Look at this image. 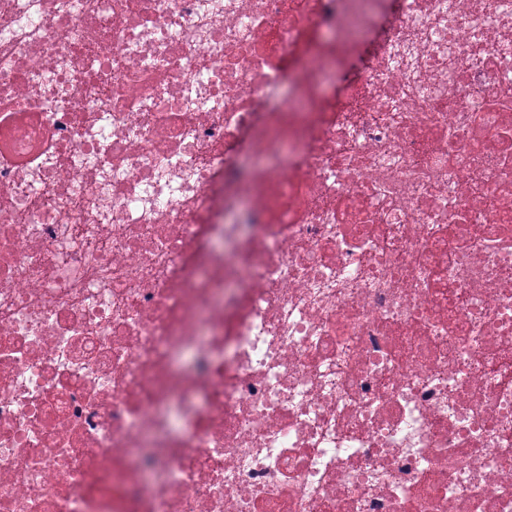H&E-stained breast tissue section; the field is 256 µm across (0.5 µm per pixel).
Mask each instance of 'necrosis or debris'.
<instances>
[{"instance_id":"necrosis-or-debris-1","label":"necrosis or debris","mask_w":512,"mask_h":512,"mask_svg":"<svg viewBox=\"0 0 512 512\" xmlns=\"http://www.w3.org/2000/svg\"><path fill=\"white\" fill-rule=\"evenodd\" d=\"M0 512H512V0H0Z\"/></svg>"}]
</instances>
